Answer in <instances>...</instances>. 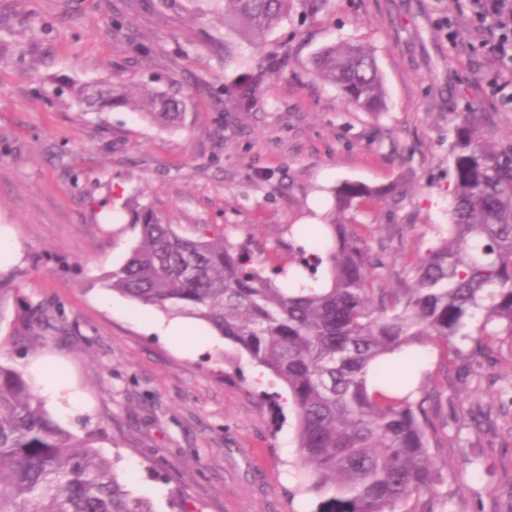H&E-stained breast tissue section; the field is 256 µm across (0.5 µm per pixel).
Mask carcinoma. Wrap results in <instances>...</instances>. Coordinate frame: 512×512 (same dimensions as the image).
Listing matches in <instances>:
<instances>
[{
    "label": "carcinoma",
    "mask_w": 512,
    "mask_h": 512,
    "mask_svg": "<svg viewBox=\"0 0 512 512\" xmlns=\"http://www.w3.org/2000/svg\"><path fill=\"white\" fill-rule=\"evenodd\" d=\"M294 0H224V25L250 40L271 32ZM313 78L346 103L375 114L385 91L372 53L340 44L316 52ZM88 109L128 107L161 127L183 124L178 90L114 82L76 90ZM453 181L447 234L410 265L402 287H383L380 254L336 220L390 187L344 182L326 224L333 241L324 287L282 288L243 243L202 224L184 234L149 206L129 205L139 238L104 279L112 291L210 325L239 353L284 384L296 417L302 489L317 512H435V377L414 381L397 355L427 347L443 358L456 342L512 338V139L495 140L460 114L449 145ZM20 273L0 272V320ZM30 327L53 323L48 305H27ZM93 434L79 437L54 420L27 375L0 362V512H155L127 489L116 461Z\"/></svg>",
    "instance_id": "1"
}]
</instances>
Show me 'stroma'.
Instances as JSON below:
<instances>
[{
  "mask_svg": "<svg viewBox=\"0 0 512 512\" xmlns=\"http://www.w3.org/2000/svg\"><path fill=\"white\" fill-rule=\"evenodd\" d=\"M458 0H295L260 44L224 28L220 0H0V228L15 245L0 270L22 284L0 312V360L65 392L46 408L117 458L156 512H314L296 489L294 419L280 381L206 325L195 346L160 336L165 313L112 292L103 277L138 239L127 201L187 232L207 224L247 242L281 286L311 283L309 235L346 181L393 187L347 221L383 246L386 287L445 232L453 117L475 112L494 136L512 132L483 82L491 61L467 26L449 36ZM363 45L386 107L371 116L313 80L327 45ZM233 62H225V53ZM287 68L240 102L236 84L262 56ZM120 80L183 87L184 125L164 129L126 108L86 111L71 90ZM53 307L68 335L17 336L31 301ZM478 377L440 379L443 512H512V339L473 357ZM78 401H70V394Z\"/></svg>",
  "mask_w": 512,
  "mask_h": 512,
  "instance_id": "stroma-1",
  "label": "stroma"
}]
</instances>
